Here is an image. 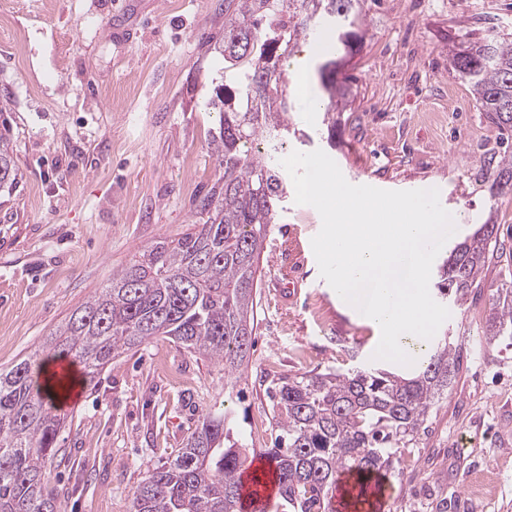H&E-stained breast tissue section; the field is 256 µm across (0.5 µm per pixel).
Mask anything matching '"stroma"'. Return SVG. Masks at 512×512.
I'll list each match as a JSON object with an SVG mask.
<instances>
[{
    "label": "stroma",
    "mask_w": 512,
    "mask_h": 512,
    "mask_svg": "<svg viewBox=\"0 0 512 512\" xmlns=\"http://www.w3.org/2000/svg\"><path fill=\"white\" fill-rule=\"evenodd\" d=\"M0 0L14 28L0 27V88L10 109L0 130L19 168L0 190V369L41 348L76 307L138 251L178 237L193 202L214 183L210 141L219 113L208 102L224 83V59L210 44L224 35V0ZM369 31L343 74L355 78L351 110L328 133L315 67L327 21L288 61L294 128L285 153L323 150L354 185L435 188L457 231L440 257L493 219L512 253V195L491 197L483 145L496 127L448 65V47L489 27L512 34V0H367ZM322 220L287 199L271 235L310 248ZM264 261L259 328L239 379L224 367L161 339L123 354L65 410L47 468L61 512H131L147 471L173 457L198 418L230 407L254 448L270 447L266 388L273 375L372 366L381 333L321 277L316 259L299 294H270ZM512 287L493 264L482 293L449 303L439 336L461 360L401 471L389 475L387 512H512V339L484 340L490 299Z\"/></svg>",
    "instance_id": "1"
}]
</instances>
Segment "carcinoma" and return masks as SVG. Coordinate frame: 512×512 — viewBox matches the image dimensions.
<instances>
[{
  "instance_id": "carcinoma-1",
  "label": "carcinoma",
  "mask_w": 512,
  "mask_h": 512,
  "mask_svg": "<svg viewBox=\"0 0 512 512\" xmlns=\"http://www.w3.org/2000/svg\"><path fill=\"white\" fill-rule=\"evenodd\" d=\"M367 0H224V94L211 149L223 173L193 202L195 222L112 272L108 285L74 309L41 352L0 372V512H58L45 480L58 456L65 417L56 413L48 360L69 356L91 382L122 354L160 337L224 364L231 379L249 362L258 325L265 245L288 184L271 151L288 140L290 103L283 61L320 21L336 18L345 53L364 39ZM316 75L330 110H346L352 90L336 78L335 45ZM448 65L468 85L476 107L497 127L487 149L491 196L512 194V35L487 34L448 47ZM18 182L9 141L0 136V189ZM497 225L487 221L439 266L440 295L477 299L486 264L499 253ZM512 336V289L491 302L486 339ZM424 357L409 377L387 369L317 368L274 377L266 395L273 447L258 487L275 499L259 503L241 479L253 451L234 432L235 411L208 409L172 459L147 472L132 494V512H352L366 504L343 498L336 478L361 489L399 470L402 450L426 429L448 393L459 350L448 338L419 340Z\"/></svg>"
}]
</instances>
